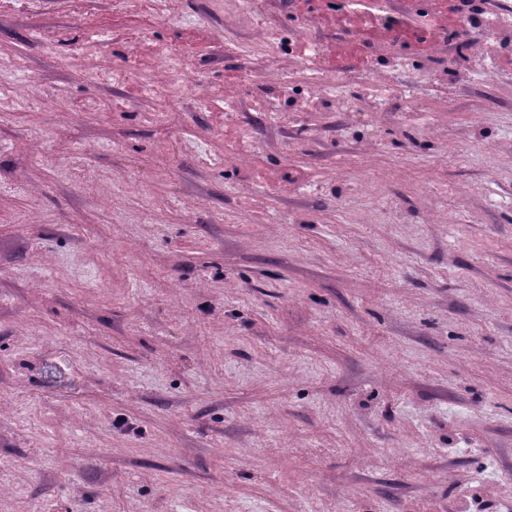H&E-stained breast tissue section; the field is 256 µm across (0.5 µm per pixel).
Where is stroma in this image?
<instances>
[{
  "mask_svg": "<svg viewBox=\"0 0 512 512\" xmlns=\"http://www.w3.org/2000/svg\"><path fill=\"white\" fill-rule=\"evenodd\" d=\"M179 2L0 0V512H504L501 0Z\"/></svg>",
  "mask_w": 512,
  "mask_h": 512,
  "instance_id": "stroma-1",
  "label": "stroma"
}]
</instances>
